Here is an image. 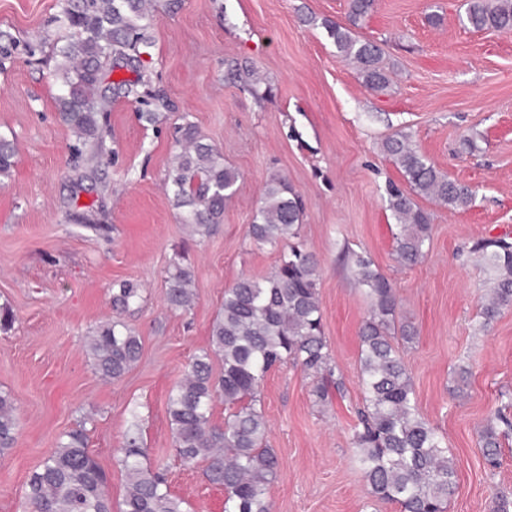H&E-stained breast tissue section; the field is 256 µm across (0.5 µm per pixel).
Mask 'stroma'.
Returning a JSON list of instances; mask_svg holds the SVG:
<instances>
[{
	"mask_svg": "<svg viewBox=\"0 0 512 512\" xmlns=\"http://www.w3.org/2000/svg\"><path fill=\"white\" fill-rule=\"evenodd\" d=\"M465 4L376 0L360 34L394 67L380 93L337 55L322 25L345 23L348 0H155L142 75L167 107L150 125L139 121L138 103L113 97L109 161L101 165L90 151H74L56 104L51 54L66 34L55 21L62 0H0V31L15 39L0 58V134L16 145L0 183V308L14 316L0 330V390L11 392L20 421L15 446L0 457V512H24L29 475L81 422L113 501L125 493L116 457L134 428L189 512H224L223 489L179 458L166 403L208 346L225 287L268 277L279 263L278 251L249 234L274 177L306 203L300 239L319 261L323 328L345 391L316 406L314 378L290 364L262 381L258 406L279 460L268 490L273 512H399L372 501L351 444L363 406L359 329L370 314L344 259L353 250L371 255L418 330L400 353L421 414L448 440L457 480L448 512H489L495 492H512V438L494 470L479 447L495 410L512 418V307L480 328L488 282L469 252L481 238H512V31L465 27ZM433 14L440 23L430 22ZM28 44L35 57L25 54ZM237 62L261 74L258 94L228 76ZM185 121L239 173L223 224L204 237L180 223L166 185L179 151L174 128ZM400 131L441 172L476 190L464 210L424 201L432 232L426 259L414 266L395 259L388 186L404 179L381 149ZM177 257L194 274L186 312L166 303ZM123 282L141 300L121 312L112 297ZM115 316L137 333L142 352L126 376L105 381L84 341ZM462 365L471 375L460 391Z\"/></svg>",
	"mask_w": 512,
	"mask_h": 512,
	"instance_id": "35a3bbf8",
	"label": "stroma"
}]
</instances>
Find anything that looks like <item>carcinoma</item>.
<instances>
[{
	"instance_id": "1",
	"label": "carcinoma",
	"mask_w": 512,
	"mask_h": 512,
	"mask_svg": "<svg viewBox=\"0 0 512 512\" xmlns=\"http://www.w3.org/2000/svg\"><path fill=\"white\" fill-rule=\"evenodd\" d=\"M375 0H349V25L326 21L324 27L343 60L359 66L365 86L375 92L389 85V72L378 45L352 35L374 10ZM466 24L476 31H512V0H467ZM57 21L69 30L53 47L61 78L56 103L62 120L75 130L82 146L103 142L102 123L111 103L102 84L105 65L142 63L141 50L150 47L148 0H65ZM113 91L144 105L139 120L156 122L151 101L159 96L142 80H120ZM183 150L167 173L181 221L198 234L210 235L224 221V206L236 192L238 172L224 164V155L204 140L195 125L176 127ZM384 152L402 172L406 187L390 186L388 208L397 221L395 252L404 264L416 265L426 256L431 215L415 197L466 209L475 202V189L441 173L415 146L412 136L399 132L383 142ZM15 157L13 141L0 135V177L9 175ZM301 195L283 177L264 186L260 206L250 224L252 239L277 247L288 242L275 272L261 280L244 277L224 288L222 306L210 327L209 344L197 352L184 379L171 391L167 414L176 451L187 466L204 464L203 475L224 489V512H271L268 486L279 462L267 445L268 424L255 406L267 373L292 363L317 378L314 403L325 404L341 393L344 382L334 372L324 336L318 291V262L297 241L303 223ZM488 273L489 298L479 318L487 328L502 308L512 306V242L482 238L471 247ZM358 284L370 301V316L360 336V383L364 394L361 427L352 444L358 469L371 497L400 506V512H445L455 491V468L445 439L419 413L410 373L395 346L417 331L402 321L393 285L364 252L345 255ZM193 272L175 262L169 270L166 301L173 310L188 311L193 303ZM139 289L120 285L115 306L126 310L139 303ZM139 336L115 318L98 325L87 343L95 373L104 379L122 378L139 360ZM223 362L216 377L213 359ZM231 410L222 423L212 420L215 399ZM14 398L0 390V456L14 447L18 418ZM504 428L488 426L480 433L485 464L500 465L501 440L512 434V422L495 414ZM125 472L126 492L112 503L107 476L90 453L84 426L62 434L57 448L29 477L25 500L29 512H187L174 496L160 466L149 461L139 434L125 435L117 458Z\"/></svg>"
}]
</instances>
